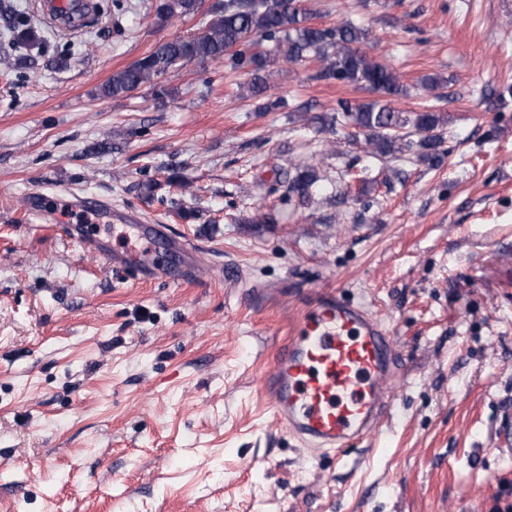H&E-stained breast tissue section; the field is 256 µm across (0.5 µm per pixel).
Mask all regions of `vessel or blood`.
Listing matches in <instances>:
<instances>
[{
    "instance_id": "b4317fda",
    "label": "vessel or blood",
    "mask_w": 512,
    "mask_h": 512,
    "mask_svg": "<svg viewBox=\"0 0 512 512\" xmlns=\"http://www.w3.org/2000/svg\"><path fill=\"white\" fill-rule=\"evenodd\" d=\"M142 234L193 262L192 250L166 227L153 224ZM399 369L391 332L363 305L324 290L300 312L260 389L274 421L309 454L341 461L378 432Z\"/></svg>"
}]
</instances>
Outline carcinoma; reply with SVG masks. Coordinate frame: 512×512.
<instances>
[{"label": "carcinoma", "instance_id": "cac0c4a2", "mask_svg": "<svg viewBox=\"0 0 512 512\" xmlns=\"http://www.w3.org/2000/svg\"><path fill=\"white\" fill-rule=\"evenodd\" d=\"M200 4L201 0H161L157 17L167 20L194 16ZM0 13L6 16L8 46L28 50L16 56L15 65L35 66L37 56L31 50L40 44L38 31L29 19L12 14L5 3H0ZM210 13L213 18L202 26L201 33L161 42L142 58L113 72L102 87V95L126 96L147 86L154 96L162 97L167 90L159 79L173 67L223 57L228 58L232 70L253 76L252 89L256 94L263 91L269 67L277 59L295 63L310 57L320 63L316 71L320 80L339 81L389 97L407 93V88L384 63L362 49L370 40L368 30L347 21L315 25L299 0H223ZM265 41L274 44L275 55L261 49ZM313 120L331 130L338 126L355 128L375 154L409 152L436 166L445 155L440 130L448 125L450 117L431 104L417 112H400L389 102L340 100L333 115L315 116ZM406 127L422 137L414 141L397 134V130ZM319 181L317 171L306 167L289 179V191L304 199Z\"/></svg>", "mask_w": 512, "mask_h": 512}]
</instances>
